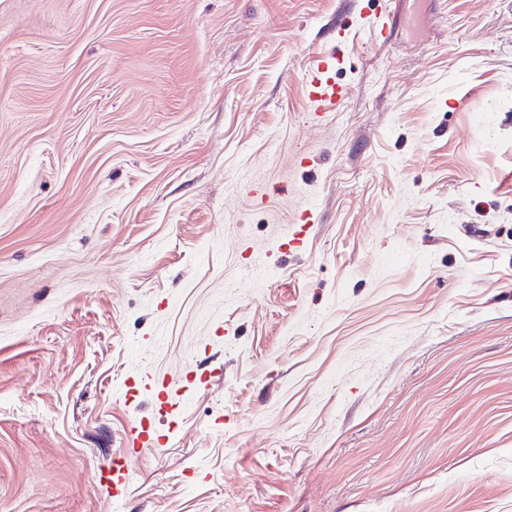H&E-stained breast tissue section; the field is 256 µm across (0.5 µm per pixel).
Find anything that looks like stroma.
Listing matches in <instances>:
<instances>
[{
    "mask_svg": "<svg viewBox=\"0 0 512 512\" xmlns=\"http://www.w3.org/2000/svg\"><path fill=\"white\" fill-rule=\"evenodd\" d=\"M0 512H512V0H0ZM335 57L319 58L311 62L306 75L307 99L309 112L322 116L334 112L337 106L346 98L347 90L338 84L331 76Z\"/></svg>",
    "mask_w": 512,
    "mask_h": 512,
    "instance_id": "1",
    "label": "stroma"
}]
</instances>
